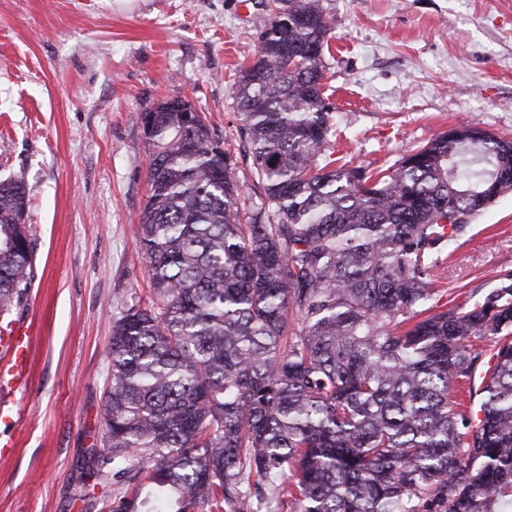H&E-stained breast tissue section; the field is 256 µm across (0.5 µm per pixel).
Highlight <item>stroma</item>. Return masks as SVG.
I'll use <instances>...</instances> for the list:
<instances>
[{
    "label": "stroma",
    "mask_w": 512,
    "mask_h": 512,
    "mask_svg": "<svg viewBox=\"0 0 512 512\" xmlns=\"http://www.w3.org/2000/svg\"><path fill=\"white\" fill-rule=\"evenodd\" d=\"M336 148L373 171L465 121L512 139V0H322ZM272 21L263 0H0V179L24 181L31 377L0 421V512H85L99 479L112 318L147 304L135 225L141 116L189 100L229 150L233 87ZM512 270V193L475 217L434 286L453 303Z\"/></svg>",
    "instance_id": "35a3bbf8"
}]
</instances>
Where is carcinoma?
I'll use <instances>...</instances> for the list:
<instances>
[{
  "mask_svg": "<svg viewBox=\"0 0 512 512\" xmlns=\"http://www.w3.org/2000/svg\"><path fill=\"white\" fill-rule=\"evenodd\" d=\"M276 9L288 37L260 32L234 89L242 157L186 99L142 113L152 295L112 319L101 510L509 512L512 271L460 305L433 284L512 192V140L460 123L386 169L333 157L332 27L321 0ZM28 209L0 180L1 315L32 282Z\"/></svg>",
  "mask_w": 512,
  "mask_h": 512,
  "instance_id": "1",
  "label": "carcinoma"
}]
</instances>
